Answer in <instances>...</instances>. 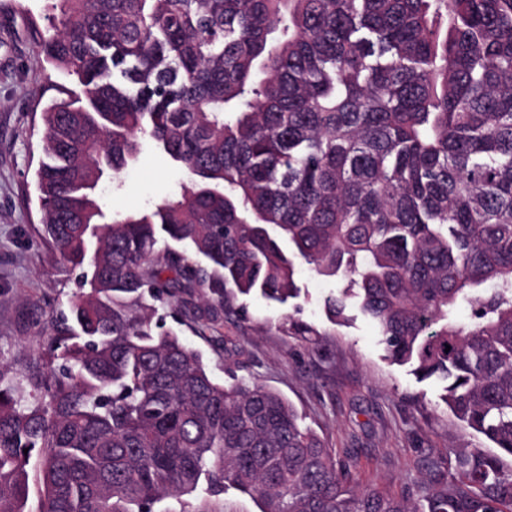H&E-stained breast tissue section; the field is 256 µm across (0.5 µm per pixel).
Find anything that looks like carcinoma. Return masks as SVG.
<instances>
[{
	"instance_id": "1",
	"label": "carcinoma",
	"mask_w": 512,
	"mask_h": 512,
	"mask_svg": "<svg viewBox=\"0 0 512 512\" xmlns=\"http://www.w3.org/2000/svg\"><path fill=\"white\" fill-rule=\"evenodd\" d=\"M52 8L41 52L75 88L42 113L39 235L83 281L25 378L0 351V512H27L33 458L38 512H152L202 482L261 512H512V0ZM146 138L189 185L106 213L99 182ZM304 269L497 453L355 489L283 395L153 325L191 288L215 318L235 293L284 304Z\"/></svg>"
}]
</instances>
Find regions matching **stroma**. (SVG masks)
I'll use <instances>...</instances> for the list:
<instances>
[{"mask_svg": "<svg viewBox=\"0 0 512 512\" xmlns=\"http://www.w3.org/2000/svg\"><path fill=\"white\" fill-rule=\"evenodd\" d=\"M52 16L48 0H0V348L17 375L32 357L40 314L68 311L80 282L79 270L64 271L37 234L42 112L65 78L44 63L29 25L47 28ZM187 182L186 172L147 142L120 184L103 180L97 193L104 210L127 212L178 195ZM298 283L296 302L279 305L257 293L239 297L232 313L215 324L204 317L195 293L189 303L161 311L159 322L200 350L217 380L252 377L286 396L337 456H349L352 486L406 495L431 461L447 458L449 445H482L481 437L438 407L440 383L417 381L385 360L370 320L360 316L346 327L327 320L323 299L336 290L335 279L304 272ZM293 320L316 332V344L290 329ZM153 512L260 507L232 488L218 496L201 489L163 498Z\"/></svg>", "mask_w": 512, "mask_h": 512, "instance_id": "35a3bbf8", "label": "stroma"}]
</instances>
